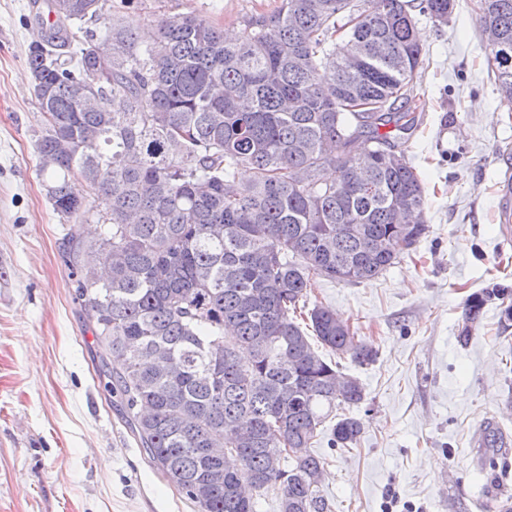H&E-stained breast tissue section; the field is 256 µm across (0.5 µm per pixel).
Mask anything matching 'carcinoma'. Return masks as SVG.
<instances>
[{
    "label": "carcinoma",
    "instance_id": "1",
    "mask_svg": "<svg viewBox=\"0 0 512 512\" xmlns=\"http://www.w3.org/2000/svg\"><path fill=\"white\" fill-rule=\"evenodd\" d=\"M63 3L29 46L39 171L62 219L101 226L96 240L68 238L65 259L108 350L109 391L195 512H257L271 490L279 512H329L311 448L363 389L336 390V365L297 316L331 352L373 361L335 312L302 304L317 279L383 275L425 233L410 221L425 188L383 131L414 124L397 111L423 65L409 0H281L232 41L192 12L163 16L146 45L131 0ZM485 4L478 22L511 106L512 0ZM420 9L446 18L453 0ZM87 21L104 35L73 57L65 48ZM95 74L105 83L91 88ZM358 101L367 108L352 110ZM362 137L372 147L358 153ZM362 432L336 415L335 444Z\"/></svg>",
    "mask_w": 512,
    "mask_h": 512
}]
</instances>
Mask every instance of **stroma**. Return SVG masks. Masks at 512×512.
Segmentation results:
<instances>
[{"label":"stroma","instance_id":"35a3bbf8","mask_svg":"<svg viewBox=\"0 0 512 512\" xmlns=\"http://www.w3.org/2000/svg\"><path fill=\"white\" fill-rule=\"evenodd\" d=\"M281 0H132L147 41L159 17L191 12L234 34ZM454 0L447 21L416 13L424 67L407 155L427 193L426 234L376 279L319 281L308 303L332 309L371 344L373 362L337 356L364 393L348 412V448L323 427L320 493L332 512H486L512 506V320L493 285L512 289L501 183L512 169V112L500 102L476 12ZM47 0H0V512H193L132 434L102 371L107 356L62 257L86 225L53 210L38 172L42 134L26 73ZM482 300L474 326L464 312ZM467 343H460L462 332ZM506 443V476L483 466L486 427ZM336 423L332 427L335 444L341 448H348L356 444L363 432L361 420L349 414H335Z\"/></svg>","mask_w":512,"mask_h":512}]
</instances>
